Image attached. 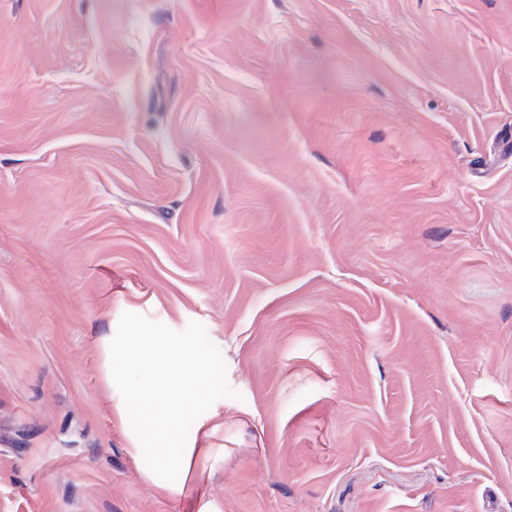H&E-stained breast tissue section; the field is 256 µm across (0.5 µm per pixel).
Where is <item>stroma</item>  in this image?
<instances>
[{
    "label": "stroma",
    "mask_w": 512,
    "mask_h": 512,
    "mask_svg": "<svg viewBox=\"0 0 512 512\" xmlns=\"http://www.w3.org/2000/svg\"><path fill=\"white\" fill-rule=\"evenodd\" d=\"M230 395L179 495L124 313ZM512 512V0H0V512Z\"/></svg>",
    "instance_id": "obj_1"
}]
</instances>
